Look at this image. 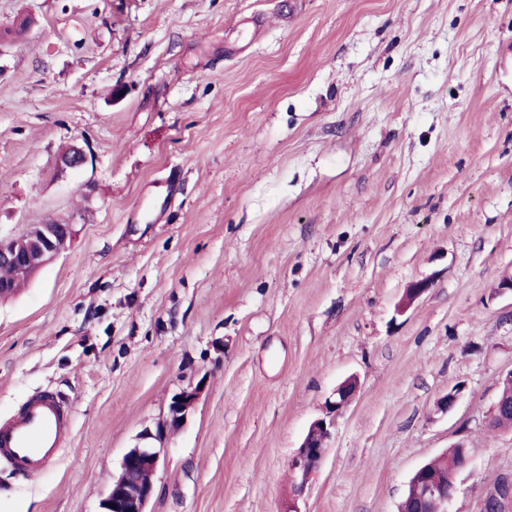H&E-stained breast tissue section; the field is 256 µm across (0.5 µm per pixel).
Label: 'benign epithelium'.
Instances as JSON below:
<instances>
[{
  "label": "benign epithelium",
  "instance_id": "benign-epithelium-1",
  "mask_svg": "<svg viewBox=\"0 0 512 512\" xmlns=\"http://www.w3.org/2000/svg\"><path fill=\"white\" fill-rule=\"evenodd\" d=\"M89 156L83 146L74 144L68 153L60 156L57 166L62 170H75L84 167ZM62 232L53 231L40 224H31L24 231L31 249L19 253L10 239H0V265L12 266L16 273L23 276L29 269L38 265L44 266L61 252L70 241L71 225H61ZM357 391L356 382L347 380L335 391V399L330 402L328 418L317 419L309 426L302 442L289 460V468L293 474L292 489L294 495H303L310 475L324 461L327 453V442L331 436L336 416L346 408ZM199 388L184 390L172 398L169 404L168 417L155 432H147L145 439L158 442L167 433L179 428L194 406ZM162 449L155 447H135L128 449L122 457L118 474L106 496L101 501L102 512H147V506L155 493L154 482L143 479V475L155 474L161 462ZM456 474L448 477L443 483L428 471L426 466L419 467L412 475L410 483L417 488L424 512H448V505L456 493ZM483 512H512V474L502 476L498 482L484 493L481 500Z\"/></svg>",
  "mask_w": 512,
  "mask_h": 512
}]
</instances>
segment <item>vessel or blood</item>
Instances as JSON below:
<instances>
[{
  "label": "vessel or blood",
  "mask_w": 512,
  "mask_h": 512,
  "mask_svg": "<svg viewBox=\"0 0 512 512\" xmlns=\"http://www.w3.org/2000/svg\"><path fill=\"white\" fill-rule=\"evenodd\" d=\"M74 427L69 401L59 392L32 394L9 419L0 420V462L32 477L55 465Z\"/></svg>",
  "instance_id": "vessel-or-blood-1"
}]
</instances>
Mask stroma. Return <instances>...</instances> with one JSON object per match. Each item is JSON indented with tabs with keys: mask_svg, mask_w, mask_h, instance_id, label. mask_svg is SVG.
<instances>
[{
	"mask_svg": "<svg viewBox=\"0 0 512 512\" xmlns=\"http://www.w3.org/2000/svg\"><path fill=\"white\" fill-rule=\"evenodd\" d=\"M22 15L0 237L73 234L0 298V419L45 388L75 419L46 473L0 463V512H101L194 384L148 512H397L461 440L448 512H480L512 473L489 426L512 372V0H0V30ZM75 143L88 164L58 170ZM351 376L293 499L290 457ZM199 393V388L183 390L172 398L169 404L168 417L161 423L155 433L146 432L143 439H153L162 442V439L169 433L179 428L187 417L189 410L194 406Z\"/></svg>",
	"mask_w": 512,
	"mask_h": 512,
	"instance_id": "stroma-1",
	"label": "stroma"
}]
</instances>
